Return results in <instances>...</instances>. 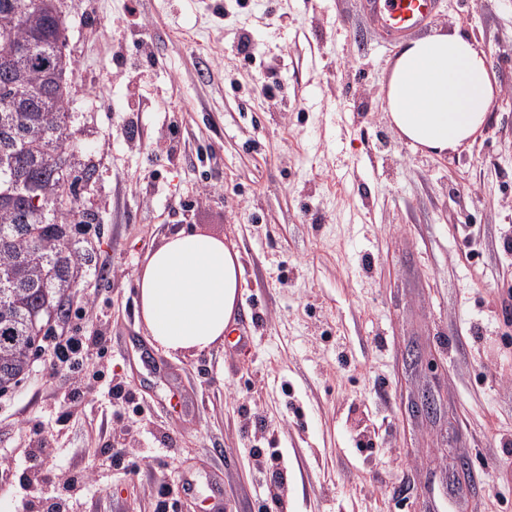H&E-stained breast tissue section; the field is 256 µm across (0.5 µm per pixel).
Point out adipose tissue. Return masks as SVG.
I'll use <instances>...</instances> for the list:
<instances>
[{"instance_id":"ef3b65f1","label":"adipose tissue","mask_w":512,"mask_h":512,"mask_svg":"<svg viewBox=\"0 0 512 512\" xmlns=\"http://www.w3.org/2000/svg\"><path fill=\"white\" fill-rule=\"evenodd\" d=\"M496 93L484 51L466 34L439 31L407 42L386 86L389 123L413 149L443 156L484 127ZM238 252L183 229L137 271L139 312L154 341L175 354L222 342L241 288Z\"/></svg>"}]
</instances>
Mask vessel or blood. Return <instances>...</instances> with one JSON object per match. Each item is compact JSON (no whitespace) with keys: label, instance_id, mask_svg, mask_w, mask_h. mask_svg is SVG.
Returning <instances> with one entry per match:
<instances>
[{"label":"vessel or blood","instance_id":"1","mask_svg":"<svg viewBox=\"0 0 512 512\" xmlns=\"http://www.w3.org/2000/svg\"><path fill=\"white\" fill-rule=\"evenodd\" d=\"M364 7L372 24L396 40L432 19L435 0H365Z\"/></svg>","mask_w":512,"mask_h":512}]
</instances>
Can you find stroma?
Here are the masks:
<instances>
[{
  "mask_svg": "<svg viewBox=\"0 0 512 512\" xmlns=\"http://www.w3.org/2000/svg\"><path fill=\"white\" fill-rule=\"evenodd\" d=\"M126 2L61 0L79 159L97 172L57 333L104 336L106 378L65 400L47 340L0 393V512H25L39 441L53 488L95 473L80 512H209L217 486L223 512H263L273 437L288 512H512V0H436L422 29L478 41L497 87L476 139L441 157L390 126L401 45L361 0H136L142 30ZM184 228L239 252L242 282L223 344L178 355L151 339L135 275ZM112 381L142 415L117 419ZM427 385L442 413L412 418Z\"/></svg>",
  "mask_w": 512,
  "mask_h": 512,
  "instance_id": "1",
  "label": "stroma"
}]
</instances>
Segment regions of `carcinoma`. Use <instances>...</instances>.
I'll return each mask as SVG.
<instances>
[{
	"label": "carcinoma",
	"instance_id": "obj_1",
	"mask_svg": "<svg viewBox=\"0 0 512 512\" xmlns=\"http://www.w3.org/2000/svg\"><path fill=\"white\" fill-rule=\"evenodd\" d=\"M59 0H0V392L17 384L69 317L83 200Z\"/></svg>",
	"mask_w": 512,
	"mask_h": 512
}]
</instances>
